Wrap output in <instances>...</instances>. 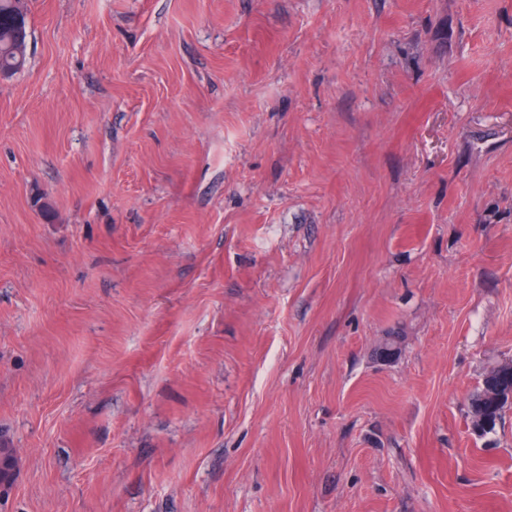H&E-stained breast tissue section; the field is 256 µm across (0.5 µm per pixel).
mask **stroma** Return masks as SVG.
<instances>
[{
    "label": "stroma",
    "instance_id": "35a3bbf8",
    "mask_svg": "<svg viewBox=\"0 0 512 512\" xmlns=\"http://www.w3.org/2000/svg\"><path fill=\"white\" fill-rule=\"evenodd\" d=\"M28 7L0 512H512V0ZM512 389V366H502L498 364L488 371L481 383L480 388L471 399V417L472 426L479 420L482 426L477 432L488 433L495 429L497 423L501 420L506 408L511 407L504 400V395L499 394L498 399L503 402H496L495 396L503 393L504 390ZM495 395H491V393Z\"/></svg>",
    "mask_w": 512,
    "mask_h": 512
}]
</instances>
